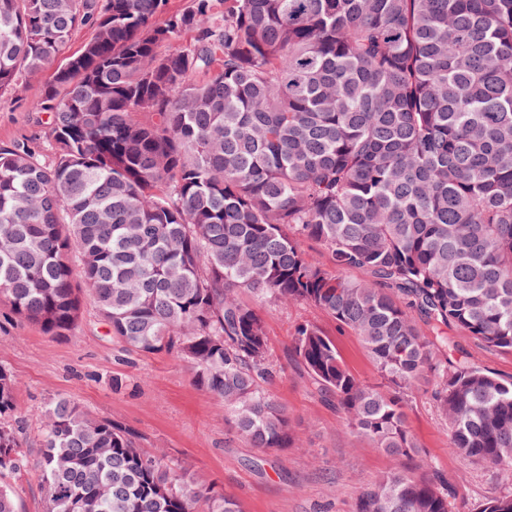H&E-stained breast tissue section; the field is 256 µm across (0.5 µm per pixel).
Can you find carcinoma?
<instances>
[{
  "label": "carcinoma",
  "instance_id": "obj_1",
  "mask_svg": "<svg viewBox=\"0 0 512 512\" xmlns=\"http://www.w3.org/2000/svg\"><path fill=\"white\" fill-rule=\"evenodd\" d=\"M169 2L0 0V94L42 77L29 111L47 115L44 147H0V299L62 337L87 297L130 350L186 362L262 449L296 436L241 294L314 305L383 383L314 324L294 329L295 361L370 447L413 462L353 512H452L408 424L423 381L449 448L512 482V378L448 335L512 352V0ZM16 392L1 365L0 512H17L5 479L28 467ZM43 418L47 512H240L67 397ZM480 512H512V490Z\"/></svg>",
  "mask_w": 512,
  "mask_h": 512
}]
</instances>
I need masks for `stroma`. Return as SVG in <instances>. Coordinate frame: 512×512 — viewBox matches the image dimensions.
I'll use <instances>...</instances> for the list:
<instances>
[{
	"label": "stroma",
	"mask_w": 512,
	"mask_h": 512,
	"mask_svg": "<svg viewBox=\"0 0 512 512\" xmlns=\"http://www.w3.org/2000/svg\"><path fill=\"white\" fill-rule=\"evenodd\" d=\"M42 84L30 79L0 95V146L39 137L46 116L27 106L40 96ZM261 311L270 358L280 369L271 391L299 438L297 447L284 452L254 448L235 437L223 409L193 385L183 361L128 351L92 303H84L72 334L56 337L0 301V365L18 384L29 460L39 452L45 406L67 397L94 417L137 430L142 447L192 461L196 476L233 496L242 512H351L361 488L396 462L353 436L335 401L312 392L307 374L292 359L291 335L299 324H315L335 339L345 365L360 380L378 382L377 368L359 338L339 330L318 307L267 303ZM408 422L420 448L455 488L453 512H478L501 490L495 470L449 450L447 423L426 386L417 389Z\"/></svg>",
	"instance_id": "stroma-1"
}]
</instances>
